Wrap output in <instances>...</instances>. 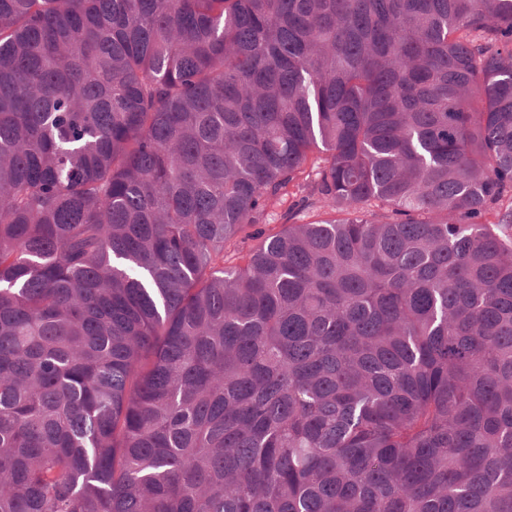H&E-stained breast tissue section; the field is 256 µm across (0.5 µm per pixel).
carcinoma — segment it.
Here are the masks:
<instances>
[{
    "label": "carcinoma",
    "mask_w": 512,
    "mask_h": 512,
    "mask_svg": "<svg viewBox=\"0 0 512 512\" xmlns=\"http://www.w3.org/2000/svg\"><path fill=\"white\" fill-rule=\"evenodd\" d=\"M0 512H512V0H0ZM290 192L293 194L285 196L282 202L271 207L251 231L267 232L268 229L278 227V224H302L317 213L316 208H309L306 202L302 201L306 193L295 189H290Z\"/></svg>",
    "instance_id": "obj_1"
}]
</instances>
